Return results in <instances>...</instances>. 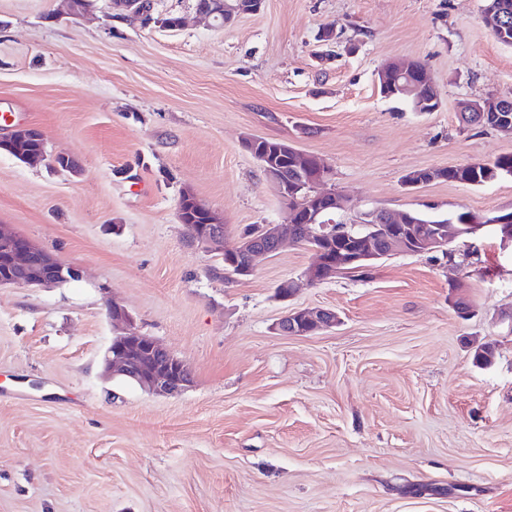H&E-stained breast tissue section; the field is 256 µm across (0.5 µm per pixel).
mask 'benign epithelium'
Here are the masks:
<instances>
[{
	"label": "benign epithelium",
	"instance_id": "7a95c632",
	"mask_svg": "<svg viewBox=\"0 0 512 512\" xmlns=\"http://www.w3.org/2000/svg\"><path fill=\"white\" fill-rule=\"evenodd\" d=\"M145 0H112L113 20H145V26L154 23ZM198 15L219 25L230 22L243 14L242 0H202L195 5ZM505 8L491 9L484 18L493 36H507L504 24ZM377 83L382 89L401 94L414 104L416 111L429 112V105L438 100L428 71L414 64L393 61L384 63L377 71ZM512 101L503 98L466 99L460 102V111L483 115L487 112H506ZM23 132L33 140L44 143L40 130L31 125L8 126L0 134V148L11 139V133ZM256 139H244L245 147L253 153L266 169L267 180L287 213L284 224H265L261 233L246 237L238 244L224 243V218L212 207H203L205 222L199 230L188 231L190 243L207 248H224L229 257L241 262L239 274L254 273L256 260L278 252L287 241L298 243L306 238L319 242L313 247L316 259L298 280L285 283L282 300L290 298L304 285L316 284L336 277L344 268L363 261L378 259L383 249L392 253H433L447 248L450 235L474 236L481 231L494 234L500 245H512V213L496 212L470 217L457 228L434 226L419 233L408 230L409 213H390L373 210L362 215L365 229L352 232L346 224L331 219L344 209L345 199L335 189L327 186L331 169L316 156L301 153L286 144L278 147L279 159L270 157L255 146ZM295 172V179L288 180V170ZM302 195L313 201L305 215H298L293 201ZM9 266L0 276V287L47 288L62 281L77 279L80 270L55 260L45 249L30 239L5 226H0V260ZM112 322L122 325L121 332L113 337L102 365V375L108 379L119 377L158 395H177L190 386L192 377L183 362L168 348L152 338L142 335L133 326V318L120 303L108 304ZM338 322L336 312L324 309H294L278 323V330L285 335L305 336L330 328Z\"/></svg>",
	"mask_w": 512,
	"mask_h": 512
}]
</instances>
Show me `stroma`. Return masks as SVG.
Returning a JSON list of instances; mask_svg holds the SVG:
<instances>
[{
    "mask_svg": "<svg viewBox=\"0 0 512 512\" xmlns=\"http://www.w3.org/2000/svg\"><path fill=\"white\" fill-rule=\"evenodd\" d=\"M485 0H263L219 26L195 0H153L182 28L112 23L66 0H0V129L42 130L75 176L0 153V225L83 276L0 288V512H512V251L485 235L395 255L276 298L314 254L288 246L252 276L214 275L182 190L224 215L228 244L285 213L246 136L325 159L340 213L512 211V178L408 172L512 154L458 104L512 98V46ZM334 27L336 54L319 31ZM426 63L440 104L383 97L377 71ZM193 382L176 396L103 378L108 300ZM335 327L281 334L296 308ZM491 344L490 365L473 351Z\"/></svg>",
    "mask_w": 512,
    "mask_h": 512,
    "instance_id": "35a3bbf8",
    "label": "stroma"
}]
</instances>
